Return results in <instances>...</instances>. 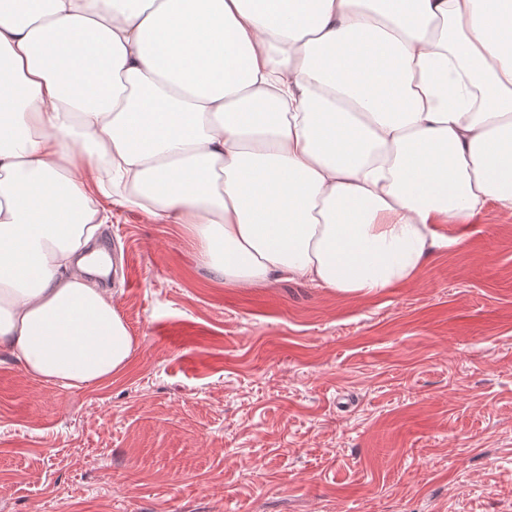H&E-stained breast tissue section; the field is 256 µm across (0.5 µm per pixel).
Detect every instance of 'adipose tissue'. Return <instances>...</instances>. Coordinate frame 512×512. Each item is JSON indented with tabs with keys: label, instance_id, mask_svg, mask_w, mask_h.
<instances>
[{
	"label": "adipose tissue",
	"instance_id": "ef3b65f1",
	"mask_svg": "<svg viewBox=\"0 0 512 512\" xmlns=\"http://www.w3.org/2000/svg\"><path fill=\"white\" fill-rule=\"evenodd\" d=\"M512 211V0H0V350L67 388L135 342L112 207L236 285L372 296Z\"/></svg>",
	"mask_w": 512,
	"mask_h": 512
}]
</instances>
